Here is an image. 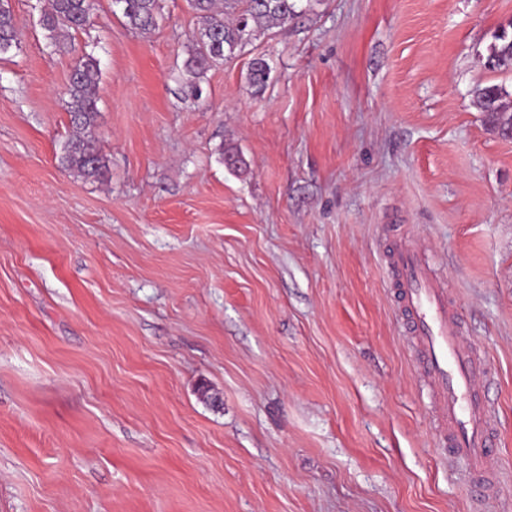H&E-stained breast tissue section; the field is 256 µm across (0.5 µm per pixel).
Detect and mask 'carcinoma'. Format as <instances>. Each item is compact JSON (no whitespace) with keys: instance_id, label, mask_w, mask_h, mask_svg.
<instances>
[{"instance_id":"1","label":"carcinoma","mask_w":512,"mask_h":512,"mask_svg":"<svg viewBox=\"0 0 512 512\" xmlns=\"http://www.w3.org/2000/svg\"><path fill=\"white\" fill-rule=\"evenodd\" d=\"M126 24L147 33L158 24L162 15L161 0H119ZM299 0H188L200 24L198 36L188 50L184 71L188 76L190 95L199 98L200 79L214 67L236 57L264 31L284 25L298 14ZM92 0H48V10L41 17L49 39L58 40L71 30L86 27L91 22ZM22 32L9 0H0V55L21 43ZM512 36L502 32L489 46L485 66L492 71H512ZM99 63L91 55L76 64L70 74L66 93L73 128L72 137L64 145L62 165L85 178H96L106 167L96 147L95 128L98 111L95 88L99 78ZM265 59L255 58L249 69V83L261 90L268 79ZM508 92L492 85L476 90V98L493 127H512V114L507 113L503 98Z\"/></svg>"}]
</instances>
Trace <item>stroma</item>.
<instances>
[{
    "label": "stroma",
    "mask_w": 512,
    "mask_h": 512,
    "mask_svg": "<svg viewBox=\"0 0 512 512\" xmlns=\"http://www.w3.org/2000/svg\"><path fill=\"white\" fill-rule=\"evenodd\" d=\"M0 55V512H512V0H300L211 69L186 0ZM99 62L100 177L65 170ZM270 68L263 90L252 59ZM237 150L225 166L220 148ZM419 246L493 374L502 479L440 438L384 255ZM126 24L140 32L147 33L158 24L162 15L161 0H119ZM509 33L503 31L495 36V41L489 46L485 66L492 71H512V50ZM475 94L482 112L486 113L493 127L498 130L511 128L512 114L507 113V107L503 102V98L509 95L507 91L498 85H492L477 89Z\"/></svg>",
    "instance_id": "stroma-1"
}]
</instances>
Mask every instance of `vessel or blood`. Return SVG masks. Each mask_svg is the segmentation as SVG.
<instances>
[{
	"mask_svg": "<svg viewBox=\"0 0 512 512\" xmlns=\"http://www.w3.org/2000/svg\"><path fill=\"white\" fill-rule=\"evenodd\" d=\"M386 267L396 288L403 328L411 339L416 364L428 379L442 411L441 429L450 451L464 459L481 495L493 492L499 471L494 465L496 416L483 394L491 373L450 308L448 285L413 245L395 246Z\"/></svg>",
	"mask_w": 512,
	"mask_h": 512,
	"instance_id": "vessel-or-blood-1",
	"label": "vessel or blood"
}]
</instances>
